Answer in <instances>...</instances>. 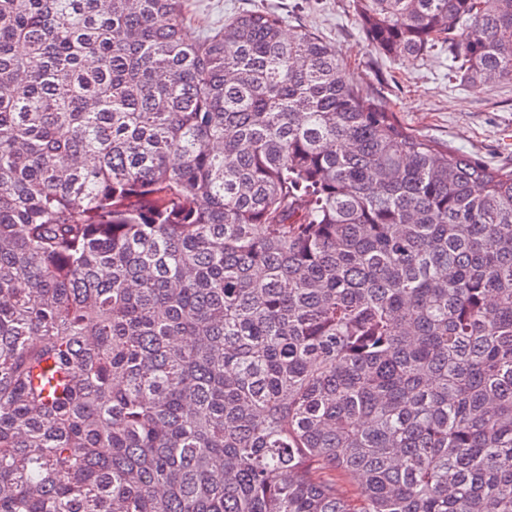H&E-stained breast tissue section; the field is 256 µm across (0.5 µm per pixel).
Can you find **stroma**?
<instances>
[{
    "label": "stroma",
    "instance_id": "obj_1",
    "mask_svg": "<svg viewBox=\"0 0 512 512\" xmlns=\"http://www.w3.org/2000/svg\"><path fill=\"white\" fill-rule=\"evenodd\" d=\"M255 8L279 13L286 31L306 27L334 46L350 82L383 100L409 130L487 165L512 166V84L464 85L444 47L419 63L386 57L368 43L355 0H187V34L201 37Z\"/></svg>",
    "mask_w": 512,
    "mask_h": 512
}]
</instances>
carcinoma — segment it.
Instances as JSON below:
<instances>
[{
	"label": "carcinoma",
	"instance_id": "obj_1",
	"mask_svg": "<svg viewBox=\"0 0 512 512\" xmlns=\"http://www.w3.org/2000/svg\"><path fill=\"white\" fill-rule=\"evenodd\" d=\"M512 82V0H356ZM0 0V512H512V167L308 29Z\"/></svg>",
	"mask_w": 512,
	"mask_h": 512
}]
</instances>
